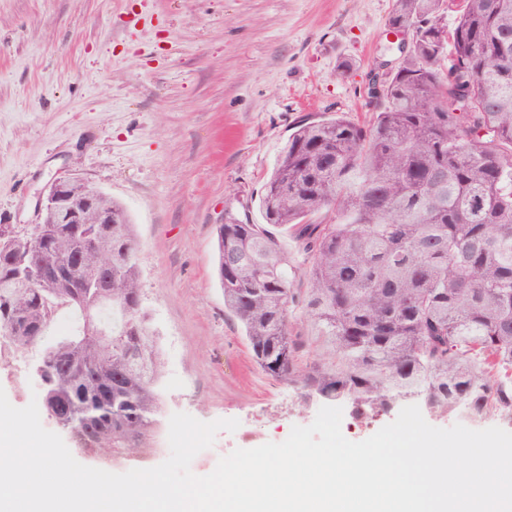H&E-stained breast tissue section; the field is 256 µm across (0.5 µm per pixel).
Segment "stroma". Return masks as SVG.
<instances>
[{
    "label": "stroma",
    "instance_id": "1",
    "mask_svg": "<svg viewBox=\"0 0 512 512\" xmlns=\"http://www.w3.org/2000/svg\"><path fill=\"white\" fill-rule=\"evenodd\" d=\"M393 0H0V224L38 221L60 178L126 210L163 364L156 462L169 419H236L253 446L310 425L320 402L266 377L215 277L226 214L259 200L297 122L369 119L365 85L396 66ZM33 347L0 361L26 407Z\"/></svg>",
    "mask_w": 512,
    "mask_h": 512
}]
</instances>
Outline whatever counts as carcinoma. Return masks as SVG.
Masks as SVG:
<instances>
[{
    "instance_id": "1",
    "label": "carcinoma",
    "mask_w": 512,
    "mask_h": 512,
    "mask_svg": "<svg viewBox=\"0 0 512 512\" xmlns=\"http://www.w3.org/2000/svg\"><path fill=\"white\" fill-rule=\"evenodd\" d=\"M390 25L412 42L370 123L300 121L265 184V223L216 225L224 307L261 371L304 399L344 400L369 419L417 397L433 415L511 424L512 0H394ZM99 209L120 223H96ZM46 255L56 268L35 283L27 268ZM298 275L307 288L293 287ZM90 288L110 291L94 312L112 342L84 329L46 346L42 408L84 436V453L131 461L150 451L162 363L126 210L102 194L83 224H0V347L36 346L33 330L83 313ZM296 308L328 342L305 367Z\"/></svg>"
}]
</instances>
